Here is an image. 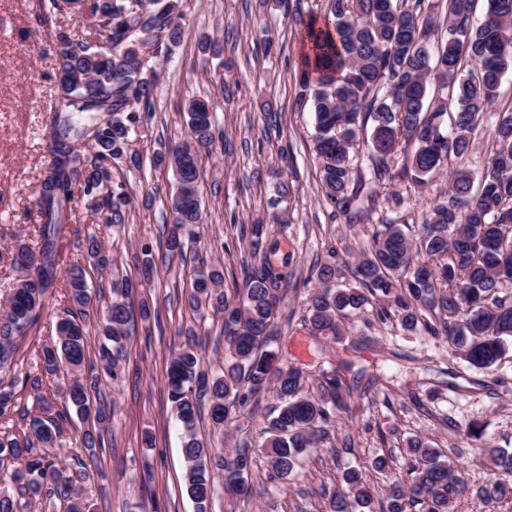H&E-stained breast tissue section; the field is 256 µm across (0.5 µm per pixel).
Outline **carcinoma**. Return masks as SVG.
I'll return each mask as SVG.
<instances>
[{
  "label": "carcinoma",
  "instance_id": "obj_1",
  "mask_svg": "<svg viewBox=\"0 0 512 512\" xmlns=\"http://www.w3.org/2000/svg\"><path fill=\"white\" fill-rule=\"evenodd\" d=\"M43 0L46 18L90 13L94 30L77 35L59 28L55 34L57 82L45 120L49 168L39 182L37 203L43 224L41 246L34 252L17 242L10 250L19 273L16 286L0 309V371L11 367L18 341L36 324L48 289L59 278L64 259L68 204L86 198L103 224L128 223L133 197L112 176L113 165L141 169L131 150L132 135L155 112L156 71L170 48L181 40V0ZM476 0H445L447 26L435 21L429 0H328L323 20L301 24V38L312 46L313 67L303 72L296 107L311 105L315 115L314 148L324 195L349 224L380 207L377 191L352 181L351 147L360 136L370 140V165L377 182L397 178L418 189L427 216L419 236L407 234L387 217L373 234L369 250L355 261L351 275L357 288H342L336 250L315 264L317 287L309 294L305 325L312 336L343 339V320L353 310L377 309L381 323L390 320L404 335L425 334L448 342L451 353L471 367L496 370L512 350V109L495 117V150L480 172L453 170L448 190L435 192L432 181L448 157L465 160L473 135L492 111L503 74L512 68V0H486L483 21L470 16ZM189 135L181 146L160 151L155 166L172 170L175 191L163 246L165 258L184 259L200 223V156L215 145L217 121L210 102L194 97L186 103ZM87 140L85 150L74 142ZM404 162L394 170V157ZM82 259L67 271L66 293L76 310L57 326V343L42 350L45 371L71 373L65 408L96 422L109 419L92 408L90 393L99 376L87 366L91 310L96 306L88 272L112 266L100 238L85 235ZM136 288L126 278H112V303L100 320V358L112 379L125 365L131 316L128 298ZM281 274L266 259L246 268L242 287H224L216 265L193 274L189 306L224 318V364L204 369L191 329L171 358L168 400L184 431V483L207 512L217 480L225 493L249 496L252 451L236 449L233 457L213 453L198 438L196 427L208 413L214 427H224L238 409L275 385V402L264 418L266 435L259 452L270 466L269 478H288L305 455L329 438L330 417L347 409L353 389L349 366L323 372L315 391L308 376L288 364L277 350L276 319L284 301ZM16 408L15 383L0 384V419ZM34 415L22 439L0 437V456L23 462L0 486V512H19L31 501L58 496L67 512H93L82 485L62 460L46 455L62 433L60 419ZM484 426L473 423L466 438L494 468V477L479 491L482 498L512 499V453L482 441ZM87 460L83 473L104 445L102 430L79 436ZM409 467L385 489L387 512H454L468 485L461 465L430 447L423 438L408 443ZM374 495L362 471L346 469L340 489L333 490L327 512L372 509Z\"/></svg>",
  "mask_w": 512,
  "mask_h": 512
}]
</instances>
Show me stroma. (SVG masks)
Wrapping results in <instances>:
<instances>
[{
  "label": "stroma",
  "instance_id": "35a3bbf8",
  "mask_svg": "<svg viewBox=\"0 0 512 512\" xmlns=\"http://www.w3.org/2000/svg\"><path fill=\"white\" fill-rule=\"evenodd\" d=\"M183 11L182 40L159 66L155 117L133 141L142 170L127 176L136 200L128 224L97 223L83 197L70 203L75 232L66 243L67 261L81 256L80 234L94 232L120 273L138 283L130 299L135 321L123 377L117 383L102 377L98 391L111 420L85 485L95 512H196L183 481V431L167 400L168 362L192 328L204 335V367L223 363L224 320L211 313L195 320L188 306L191 277L202 261L217 264L225 284L242 282L243 264L251 259L242 231L270 219L275 201L287 217L274 225L269 239L276 248L267 255L288 280L279 350L312 380L349 364L355 390L347 410L332 417L324 447L288 481L271 486L269 466L256 458L250 496L232 498L216 489L209 512H326L342 471L361 468L380 491L390 478L372 469L371 459L390 453L404 460L406 443L415 436L461 463L470 492L458 499V512H512V501L489 503L478 496L492 470L476 462L463 442L468 424L478 420L492 445L512 451V362L492 373L468 367L447 343L403 335L379 323L369 308L348 316V335L338 343L309 336L303 325L314 262L331 249L355 261L385 215L380 209L349 224L325 199L313 152L314 114L295 106L303 69L297 21L324 17L327 0H183ZM38 13V0H0V252L19 241L40 246L37 187L51 161L43 134L56 70L51 28ZM207 41L216 53L202 51ZM193 96L212 103L223 131L222 140L201 155L199 238L186 261L158 266L147 283L132 257L143 246L159 248L174 190L171 170L154 166L151 157L186 141L184 105ZM283 183L289 194L280 201ZM145 305L153 314L146 321L140 317ZM68 308L64 286L49 289L14 366L0 371V382L14 383L18 407L31 413H38L42 400L53 411L62 408L60 389L68 377L45 373L40 351L55 342L56 323ZM32 375L39 386L29 383ZM268 404L265 396L251 400L222 430L200 420L197 436L227 454L245 445L260 448Z\"/></svg>",
  "mask_w": 512,
  "mask_h": 512
}]
</instances>
